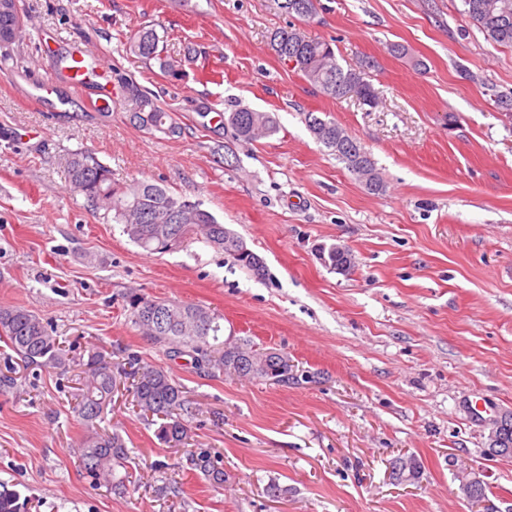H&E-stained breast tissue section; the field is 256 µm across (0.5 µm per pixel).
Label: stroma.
<instances>
[{
	"label": "stroma",
	"instance_id": "35a3bbf8",
	"mask_svg": "<svg viewBox=\"0 0 512 512\" xmlns=\"http://www.w3.org/2000/svg\"><path fill=\"white\" fill-rule=\"evenodd\" d=\"M33 37L0 44V307L37 314L83 355H135L163 367L194 411L184 448L163 444L127 392L98 428L130 457L123 492L93 486L79 465L81 367H28L0 337V479L29 512H512V460L489 456L495 419L512 415V47L487 41L462 0H320L303 28L334 41L340 65L373 60L376 108L331 98L268 47L287 27L275 0H17ZM153 25L174 64L162 73L128 50ZM408 50L395 57L392 45ZM91 48L111 105L91 107L64 79ZM130 79L159 94L178 137L130 124ZM50 88L40 101L24 90ZM243 106L276 113L279 131L236 145L225 166L199 114ZM323 112L377 163L368 192L308 132ZM92 151L116 183L139 180L202 202L265 263L256 277L201 242L148 254L73 192L62 163ZM339 245L354 266H326ZM137 293L224 316L225 336L287 353L281 386L196 372L138 334ZM223 460L212 486L191 464ZM415 456L419 479L391 461ZM481 472L471 505L463 470ZM178 495L156 491L161 481ZM283 493L268 495L270 484ZM192 465L199 470L212 484H224V467L220 457L208 451H200L191 457Z\"/></svg>",
	"mask_w": 512,
	"mask_h": 512
}]
</instances>
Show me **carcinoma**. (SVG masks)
<instances>
[{"label":"carcinoma","instance_id":"cac0c4a2","mask_svg":"<svg viewBox=\"0 0 512 512\" xmlns=\"http://www.w3.org/2000/svg\"><path fill=\"white\" fill-rule=\"evenodd\" d=\"M285 15L306 22L317 14L318 0H277ZM463 14L487 40L512 46V0H463ZM161 37L156 29L144 25L131 36L129 50L146 62L155 61L163 72L171 71ZM269 48L283 63L294 62L293 69L325 95L342 98L353 94L371 108L380 97L368 80L371 61L360 60L343 68L337 63L330 43L312 39L300 26L290 24L273 31ZM129 121L138 128L169 135L181 133V126L158 101L156 95L134 84L127 87L121 100ZM205 127L232 142L253 143L272 136L280 124L275 114L239 108L232 112H202ZM303 120L314 139L330 149L373 193L384 189V181L371 153L349 135L335 120L322 112H306ZM71 187L84 194L92 206L112 214V222L149 254L180 250L196 239L232 261L259 275L263 268L253 261L255 253L210 211L197 201L182 200L157 184L139 181L127 186L112 183L111 172L92 153L79 151L65 158ZM330 268L345 272L351 267V254L339 253L332 246L324 258ZM131 321L139 333L165 347L172 359L190 358L193 369L232 379H258L286 385L294 379L288 355L263 348L247 338L224 339V317L209 308L174 301L153 300L133 294L129 297ZM0 335L4 336L26 366L64 369L71 362L70 351L52 335L34 313L20 307L0 308ZM129 368L112 365L105 351L90 347L80 378L77 413L89 427L82 443L79 463L95 485L118 487L115 467H123L129 449L118 432L93 429L104 407L111 403L121 379L128 380L134 403L146 419L160 420L158 439L170 448L187 444L189 427L181 414L190 409V401L171 375L162 367L143 364L136 356L127 357ZM499 448L512 458V417L499 431ZM192 465L212 484H224L220 457L201 451L191 457ZM28 499L21 497L15 485L0 480V512H27Z\"/></svg>","mask_w":512,"mask_h":512}]
</instances>
